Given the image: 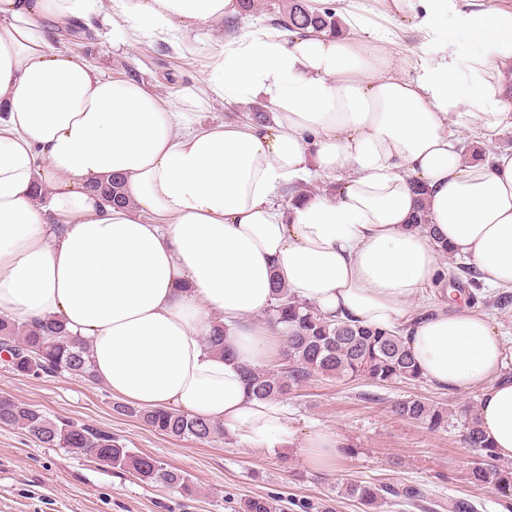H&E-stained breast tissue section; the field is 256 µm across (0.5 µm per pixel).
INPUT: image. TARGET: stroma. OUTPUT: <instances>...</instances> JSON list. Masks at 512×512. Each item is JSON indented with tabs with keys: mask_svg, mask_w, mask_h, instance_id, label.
<instances>
[{
	"mask_svg": "<svg viewBox=\"0 0 512 512\" xmlns=\"http://www.w3.org/2000/svg\"><path fill=\"white\" fill-rule=\"evenodd\" d=\"M222 35L221 28L198 27L188 36L189 51L179 54L157 41L113 45L111 27L100 26L75 50L112 77L145 81L160 96L173 98L186 85L203 87ZM365 388L362 382L317 378L288 399V422L297 433L328 427L356 449L334 470L316 471L300 453L284 458L275 450L241 446L227 435L204 443L162 435L114 412V397L103 384L66 374L20 377L0 362V395L110 433L132 451L184 471L195 490L189 497L177 488L148 485L69 449L43 447L25 430L0 427V512H236L247 496L324 499L335 496L337 485L353 481L421 483L435 498L471 496L481 502L480 512H505L495 494L473 490L462 479L471 458L461 437L464 411L478 405L479 388L459 392L429 382L396 384L381 389L375 403L359 399ZM414 394L449 406L447 428L431 431L391 413V401ZM440 472L448 482L437 480Z\"/></svg>",
	"mask_w": 512,
	"mask_h": 512,
	"instance_id": "35a3bbf8",
	"label": "stroma"
}]
</instances>
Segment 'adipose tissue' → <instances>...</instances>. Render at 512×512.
Returning <instances> with one entry per match:
<instances>
[{
    "label": "adipose tissue",
    "instance_id": "adipose-tissue-1",
    "mask_svg": "<svg viewBox=\"0 0 512 512\" xmlns=\"http://www.w3.org/2000/svg\"><path fill=\"white\" fill-rule=\"evenodd\" d=\"M94 2L0 0V314L62 321L113 395L270 450L294 445L287 411L254 398L243 370L281 348L257 321L278 278L324 315L403 328L436 386H480L479 428L512 462V381L502 376L512 352L498 325L465 306L410 316L443 273L438 238L490 287L512 288V151L466 161L450 129L474 124L491 137L512 127V9L385 0L420 39L410 77L394 41L354 16L343 36L253 25L211 57L205 93L186 87L166 100L50 43L48 27L89 25ZM239 13L238 0H112V37L180 50L195 28ZM461 32L478 45L464 73ZM258 96L271 123L190 121L212 103ZM115 174L131 207L87 191ZM323 177L334 196L280 206L286 189ZM419 183L433 237L411 225ZM219 323L220 353L207 343ZM343 446L328 428L298 444L318 471L334 469Z\"/></svg>",
    "mask_w": 512,
    "mask_h": 512
}]
</instances>
